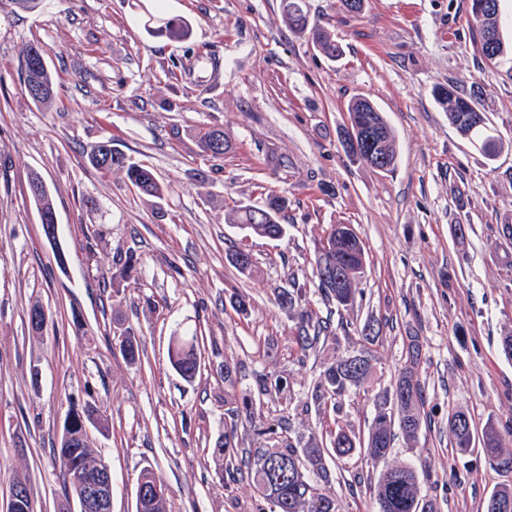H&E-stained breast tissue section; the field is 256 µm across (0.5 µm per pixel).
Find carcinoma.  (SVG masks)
Returning <instances> with one entry per match:
<instances>
[{"label":"carcinoma","instance_id":"carcinoma-1","mask_svg":"<svg viewBox=\"0 0 512 512\" xmlns=\"http://www.w3.org/2000/svg\"><path fill=\"white\" fill-rule=\"evenodd\" d=\"M471 17L473 36L478 40L483 56L495 66L512 64V46L504 39L497 14L477 12L476 0H471ZM284 21L294 33L308 35L312 45L326 58L334 60L340 56L341 47L328 29L310 20L305 0H286ZM151 25L158 26V30L165 31L173 39L185 40L191 35L190 25L182 20L151 15L146 26ZM487 34L495 43L491 53L486 48ZM38 69L44 90L31 101L37 106L47 107L54 98L56 78L46 60H38ZM434 96L448 115V122L487 160H496L504 143L494 133L487 114L478 107L477 94L461 92L454 86H437ZM347 112L351 129H343L348 136L342 142L346 154L380 173L392 172L397 164V136L385 113L374 101L367 102L359 96L350 100ZM197 146L201 154L218 157L232 149V139L224 130L210 127L199 133ZM90 161L104 173L112 172L115 166L125 169L129 183L154 200L164 199L169 191V187L160 183L149 169L127 163L124 157L113 154L112 144L108 142L93 150ZM29 192L37 207L40 224L54 223L51 196L45 181L37 173L30 177ZM287 207L288 199L272 192L260 204L238 205L227 213L226 220L247 236L281 238L287 229L280 223V214ZM348 229V224L329 225L317 243L314 271L319 290L324 292L325 297L336 301L337 307L343 310H349L355 304L357 285L365 264L363 242L355 232L344 234ZM299 318L298 343L301 351L313 348L321 334H331L329 326L312 322L308 310H301ZM198 345L199 337L195 333L172 339L171 364L187 379L193 378L199 369ZM420 355L419 338L412 336L408 345L409 367L398 376L392 394L379 396L376 414L367 433L347 432L338 427L329 431V440H315L301 450L288 443L283 447L263 448L258 452L251 474L261 496L270 502L271 512H337L336 500L318 492L311 480L313 476L329 479L327 458L334 457L341 461L362 454L376 465L386 461L390 454L394 429H399L408 438H416L421 426L424 396L413 366L418 363ZM372 372V356L368 349L362 347L353 350L324 369L312 399L320 405L328 398L335 399L351 391L365 392V384ZM226 416L224 441L216 445V449L224 461L230 462L234 457V438L240 411L229 408ZM450 428L455 447L464 453L473 452L477 443L481 452L488 456L495 455L500 448V437L495 427L486 426L478 441L470 420L462 412L453 415ZM73 455L80 458L91 472L106 467V464L93 455L87 437L79 427L74 429L70 442H60L58 458L74 496L78 497L82 491L83 473L68 464L67 458ZM375 502L377 512H433L423 494L418 473L407 464L385 467L376 482Z\"/></svg>","mask_w":512,"mask_h":512}]
</instances>
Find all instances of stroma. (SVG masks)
<instances>
[{"instance_id": "1", "label": "stroma", "mask_w": 512, "mask_h": 512, "mask_svg": "<svg viewBox=\"0 0 512 512\" xmlns=\"http://www.w3.org/2000/svg\"><path fill=\"white\" fill-rule=\"evenodd\" d=\"M343 48L321 55L283 20L284 0H41L26 12L0 0V512L28 487L35 512H75L56 454L70 405L92 406L94 454L112 472V512H135L142 470L168 488L170 512H262L249 463L256 449L303 447L342 426L366 431L374 394L407 365L420 337L424 388L417 438L396 434L393 464L413 465L433 512H485L494 488L512 485V148L487 161L449 124L433 90L480 88L481 107L512 140V72L492 68L473 43L470 0H306ZM183 19L175 41L147 30L148 12ZM46 52L55 100L35 106L21 85L27 46ZM370 97L398 133V162L382 175L351 161L340 133L347 104ZM224 128L234 152L200 156V128ZM172 187L141 196L121 168L102 174L88 157L101 142ZM45 180L58 243L45 239L29 178ZM288 199L279 240L243 237L226 224L236 205L268 192ZM354 225L366 269L354 310L338 309L313 278L315 242L331 224ZM466 225L457 235L456 225ZM243 248L244 276L229 263ZM133 256L127 277L117 262ZM305 289L314 320L332 336L297 344L298 313L281 296ZM245 296L247 312L233 301ZM47 313L33 333L28 310ZM379 328L368 392L315 407L324 367ZM202 331L200 370L171 364L173 336ZM134 335L140 358L119 348ZM237 396L261 382L281 394L239 423L245 463L223 470L225 365ZM465 412L494 424V456L457 453L449 420ZM320 493L338 512H376L379 467L330 464Z\"/></svg>"}]
</instances>
